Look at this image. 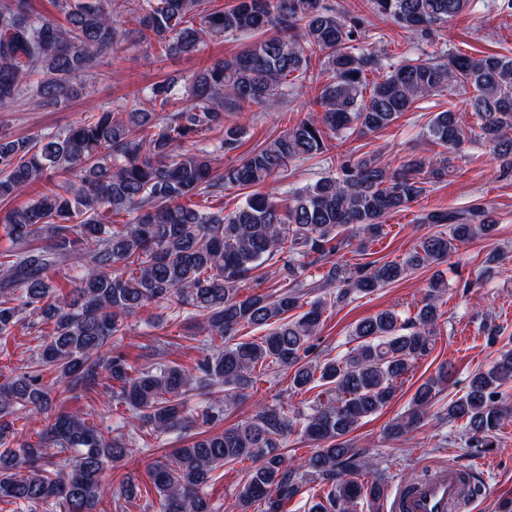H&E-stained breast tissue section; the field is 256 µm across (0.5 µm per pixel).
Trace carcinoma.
Listing matches in <instances>:
<instances>
[{
	"mask_svg": "<svg viewBox=\"0 0 512 512\" xmlns=\"http://www.w3.org/2000/svg\"><path fill=\"white\" fill-rule=\"evenodd\" d=\"M56 2L63 24L35 12L31 0H0V112L24 95L32 75L40 76L36 96L59 102L72 78L96 68L103 50L146 42L159 46L162 57L213 39L251 35L258 41L196 76L189 100L160 81L147 96L88 112L63 132L16 138L0 131L1 203L45 175H69L31 202L0 210V230L11 242L0 250V342L34 327L24 313L52 324L30 364L0 384V501L14 505L13 512H97L105 471L134 452L139 432L158 437L200 427L148 470L158 512H214L206 493L213 474L244 460L251 466L237 494L238 512L255 503L266 505L262 512H281L299 489L282 453L295 432L315 445L301 465L305 478L331 484L326 502L309 512H351L362 499L375 506L382 486L359 479L369 466L348 435L391 401L397 380L429 352L448 284L432 279L413 317L385 310L358 322L351 350L313 363L307 357L324 301L301 311L306 259L331 260L355 240L364 252L366 238L380 235L386 217L448 175L452 151L480 143L502 170L512 171V56L409 52L386 63L364 51V19L345 15L333 0H233L221 9L209 7L210 0H124L130 22L121 20L115 0ZM473 2L368 0L372 12L421 35ZM321 54L316 116L217 170L215 154L237 149L246 134L242 124H224V113L245 117L255 106L276 108L304 86ZM448 88L459 100L430 120L431 154L393 169L331 153L336 145L328 138L381 131ZM207 134L215 137L210 150L201 145ZM318 155L325 156L326 175L288 191L286 203L261 191L289 163ZM226 187L250 193L227 214L196 202L219 200ZM421 223L446 224L448 233L422 239L402 262L332 264L323 283L337 284L333 301L398 282L461 244L493 235L497 226L493 212L477 203L427 213ZM65 265L78 271L68 290L51 278ZM269 278L277 279L276 292L240 295L245 281ZM149 305L192 322L202 350L195 366H134L112 353V340L128 333V316ZM243 325L267 333L237 342ZM273 367L289 374V391L321 385L336 400L291 417L281 405L263 404L253 417L224 427V409L254 388L255 371ZM449 375L442 365L419 385L410 412L390 431L402 435L417 427ZM103 377L112 388L100 411L51 410L53 393L92 390ZM511 382L509 349L448 403L446 418L463 422L467 447H497L509 415L499 404L500 388ZM195 391L211 399L193 405ZM120 405L130 413L122 417L125 432L112 426ZM93 416L98 421H90ZM19 419L38 420L41 428L24 437L15 428Z\"/></svg>",
	"mask_w": 512,
	"mask_h": 512,
	"instance_id": "obj_1",
	"label": "carcinoma"
}]
</instances>
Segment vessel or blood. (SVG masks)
Masks as SVG:
<instances>
[{"label":"vessel or blood","mask_w":512,"mask_h":512,"mask_svg":"<svg viewBox=\"0 0 512 512\" xmlns=\"http://www.w3.org/2000/svg\"><path fill=\"white\" fill-rule=\"evenodd\" d=\"M473 496L469 471L445 467L389 491L390 512H465Z\"/></svg>","instance_id":"vessel-or-blood-1"}]
</instances>
